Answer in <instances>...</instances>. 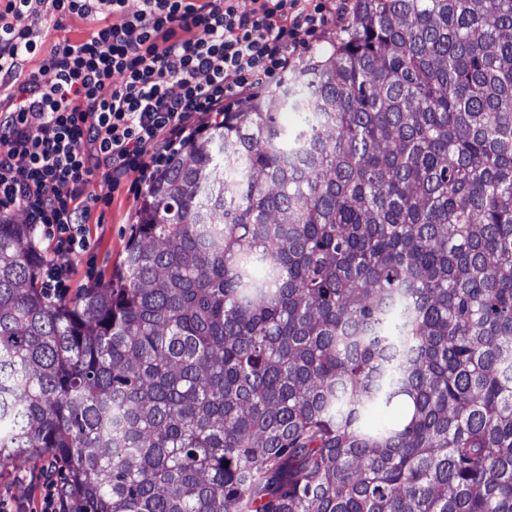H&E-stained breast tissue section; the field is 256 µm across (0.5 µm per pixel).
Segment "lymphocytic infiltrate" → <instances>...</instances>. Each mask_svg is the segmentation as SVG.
Masks as SVG:
<instances>
[{"mask_svg": "<svg viewBox=\"0 0 512 512\" xmlns=\"http://www.w3.org/2000/svg\"><path fill=\"white\" fill-rule=\"evenodd\" d=\"M350 0H0V218L23 212L52 256L42 285L67 297L71 258L88 253L95 179L119 185L157 172L191 126L221 119L224 101L286 77L297 52ZM99 17L84 38L42 52L47 18ZM39 59L48 82L25 66Z\"/></svg>", "mask_w": 512, "mask_h": 512, "instance_id": "obj_1", "label": "lymphocytic infiltrate"}]
</instances>
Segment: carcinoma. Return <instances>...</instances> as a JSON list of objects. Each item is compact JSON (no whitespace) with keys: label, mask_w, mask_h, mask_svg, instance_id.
<instances>
[{"label":"carcinoma","mask_w":512,"mask_h":512,"mask_svg":"<svg viewBox=\"0 0 512 512\" xmlns=\"http://www.w3.org/2000/svg\"><path fill=\"white\" fill-rule=\"evenodd\" d=\"M32 240L0 221V469L61 460L82 512H512V0H357L75 301Z\"/></svg>","instance_id":"obj_1"}]
</instances>
